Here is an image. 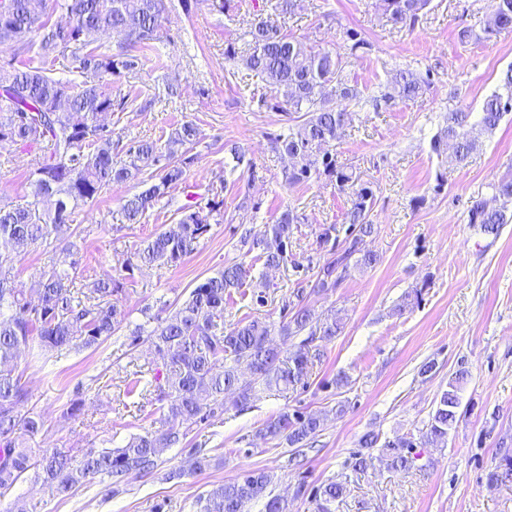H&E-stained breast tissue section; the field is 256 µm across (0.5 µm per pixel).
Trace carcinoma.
Returning <instances> with one entry per match:
<instances>
[{"mask_svg": "<svg viewBox=\"0 0 512 512\" xmlns=\"http://www.w3.org/2000/svg\"><path fill=\"white\" fill-rule=\"evenodd\" d=\"M42 0H0V147L7 144L25 151H40L28 181L33 201L26 206L0 200V489L8 490L26 474L67 493L83 480L99 479L104 496H112V485L132 472L148 474L156 458L187 437L193 426L224 409V394H236L244 405L256 386L285 393L307 385L314 362L321 360L327 342L342 332L338 314H318L304 303V289L291 292L293 305L280 324L259 319H241L229 329L224 324V299L251 278L252 266L234 261L198 283L188 298L150 331L140 325L132 331V343L150 342L155 352L167 358L164 383H156V400L163 403L160 427L135 435L121 447H104L84 454L81 468H72L71 459L58 452L33 454L21 446V435L38 433L39 420L21 410L28 400L22 376L13 362L19 350L38 340L41 351L58 353L72 345L91 348L112 338L126 316L116 296L119 281L95 279L76 296L72 292L79 277L77 263L68 267L52 264L42 273L39 305L31 311L23 291L14 287L13 265L18 256L40 242L48 244L54 230L67 223L79 207L92 204L115 182H134L144 189L123 204L126 219L138 224L169 192L184 180L186 169L195 162L201 130L193 122L176 127L165 144L131 139L124 157L114 158L112 134L97 132L99 116L125 112L137 106L140 94L112 95V77L135 68V57L127 51L102 52L97 38L119 32L127 46L148 48L158 40L157 19L167 8L166 0H54V10L72 21L65 42L59 28L41 13ZM431 0H376L375 6L394 26L418 20ZM486 37L512 28V0H491ZM248 49L228 44L224 56L240 60L245 68L265 79L273 89L258 99L261 109L283 112L291 125L288 134L274 138V148L293 160L284 173L285 185L325 176L339 192L349 196L346 213V247L336 251L331 243L336 226L319 235L320 244L330 246L329 257L313 273V288L328 292L349 276L351 266L370 267L378 256L364 247V238L374 232L369 212L374 202L372 188L356 181L353 173L337 164L332 147L351 120L349 107L379 108L396 100L422 96L431 84L430 72L398 69L376 90L363 88L345 74L350 58L372 50V44L356 30L345 32L343 51L307 50L284 34L271 18H260L248 32ZM69 50L79 80L53 76L54 52ZM512 113V66L502 75L498 90L487 96L481 110L448 113L447 125L432 140L440 151L443 140L452 143V161L465 163L492 134L503 118ZM159 171V180L150 185L142 180L149 169ZM500 207L475 202L468 211L469 223L495 233L502 224L512 223L505 203H512V175L492 184ZM219 194L210 198L197 194L180 209L174 231L157 234L143 243L133 258L126 260L128 271L140 265L175 266L191 254L210 232L212 224L224 218V201ZM46 209L39 210V205ZM304 217L285 208L249 250H259L267 267L302 264L288 245ZM278 334L289 343L282 350L273 345ZM252 374L241 382L239 371ZM464 373L448 382L427 424L426 437L442 442L457 422L461 402L459 390ZM320 430V419L298 410L285 411L259 432L263 439L282 437L289 446L302 448ZM362 448H382L395 468L409 467L414 457L407 449L416 447L410 439L379 442L373 434L359 441ZM271 477L262 470L248 469L226 484H219L198 499L199 512H244L250 502L262 503V512H286L277 496L267 493ZM344 494V486L331 481L316 492L317 512H333L332 506Z\"/></svg>", "mask_w": 512, "mask_h": 512, "instance_id": "1", "label": "carcinoma"}]
</instances>
